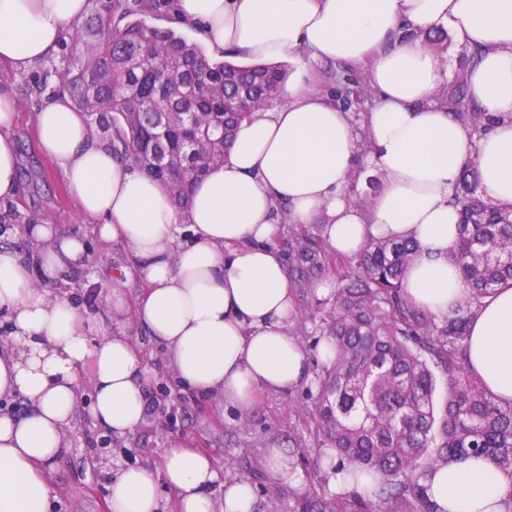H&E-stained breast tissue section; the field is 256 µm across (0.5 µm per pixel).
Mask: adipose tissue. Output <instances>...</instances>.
I'll list each match as a JSON object with an SVG mask.
<instances>
[{"mask_svg":"<svg viewBox=\"0 0 512 512\" xmlns=\"http://www.w3.org/2000/svg\"><path fill=\"white\" fill-rule=\"evenodd\" d=\"M89 11L90 0H0V64L24 72L45 63ZM171 13L200 26L212 55L290 57L296 68L280 106L238 124L223 163L184 212L153 177L116 159L67 95L37 112L41 152L60 166L94 235L137 260L139 289L132 298L113 289L100 312L82 311L54 288L82 266L84 238L35 222L24 228L31 257L0 245V314L10 333L0 396L30 406L0 413V512H50L46 475L82 417L117 437L145 424L152 371L130 327L163 350L183 389L220 409L246 416L262 394L310 382V354L289 333L295 290L270 246L278 204H287L290 223L317 225L341 256L355 257L372 236L414 241L405 293L437 318L468 294L450 202L464 161L475 158L486 198L512 206V0H174ZM432 28L477 52L461 78L480 111L502 118L481 140L436 99L448 68L414 37ZM338 59L371 64L381 100L362 125L309 89L316 64ZM16 118L14 96L0 86V202L19 190ZM360 166L382 176L365 212L348 203V176ZM467 355L473 375L512 400V287L484 300ZM422 483L437 512L512 506V477L483 457L439 466ZM169 494L175 512L258 510L251 481L222 478L209 455L178 444L159 465L122 466L107 479L109 512H165Z\"/></svg>","mask_w":512,"mask_h":512,"instance_id":"obj_1","label":"adipose tissue"}]
</instances>
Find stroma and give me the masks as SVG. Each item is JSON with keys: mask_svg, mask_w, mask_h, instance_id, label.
Returning a JSON list of instances; mask_svg holds the SVG:
<instances>
[{"mask_svg": "<svg viewBox=\"0 0 512 512\" xmlns=\"http://www.w3.org/2000/svg\"><path fill=\"white\" fill-rule=\"evenodd\" d=\"M90 50V43L68 34L48 65L56 69V76L46 77V67L41 66L24 73L0 69V81L12 87L19 102L14 135L20 150L22 185L18 203L0 204V244L29 251L22 223L28 216L87 237L89 254L84 268L57 287L59 293L82 308L89 303L85 290L88 280H95V291L102 298L116 288H134L138 280L137 264L126 250L92 238L91 227L81 215L59 167L38 146L35 113L46 101L60 94L58 73L72 69ZM316 88L333 97L359 124L379 100L377 91L370 88L368 68L363 64L319 63ZM138 341L146 349L155 371L150 394L164 405V413L169 416L167 428L156 429L160 414L154 412L148 424L136 434L112 439L108 447L90 446V439L101 435L96 428L92 429L89 440L71 441L66 454L47 474L52 494L51 512H109L107 470L130 464L159 463L175 441L210 455L219 464L225 458H233L235 475L252 481L256 487L259 512H286L292 492L288 486L273 485L265 470L264 451L289 449L299 442L306 450L304 464H315L320 449L309 422L288 408L289 400H305V389L289 395H264L254 412L243 419L232 411H217L206 399L181 392L164 365L162 351L150 343L146 334H139Z\"/></svg>", "mask_w": 512, "mask_h": 512, "instance_id": "1", "label": "stroma"}]
</instances>
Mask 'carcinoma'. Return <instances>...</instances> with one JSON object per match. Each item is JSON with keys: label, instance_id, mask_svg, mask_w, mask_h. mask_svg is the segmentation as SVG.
<instances>
[{"label": "carcinoma", "instance_id": "obj_1", "mask_svg": "<svg viewBox=\"0 0 512 512\" xmlns=\"http://www.w3.org/2000/svg\"><path fill=\"white\" fill-rule=\"evenodd\" d=\"M121 2L102 6L86 28L91 53L58 81L76 106L112 131L115 154L150 173L183 210L193 185L224 158L238 123L277 99L284 70L276 62L214 60L173 29L127 20L143 0H133V8ZM446 41L442 31L422 34L428 50L440 51ZM459 105L460 97L448 98L451 116L477 139L503 120L458 112ZM185 112L193 114L188 123ZM475 174L472 158L451 198L461 215L455 256L469 294L440 320L405 294L417 256L413 242L372 239L347 260L331 253L322 236L282 217L294 287L304 292L324 278L336 282L291 327L310 349L324 338L333 344L332 361L306 386L307 401L292 407L321 441L318 469L346 463L353 478L373 479L377 498L369 505L302 486L290 512H436L421 479L470 456L485 457L512 477V402L497 399L465 366L471 320L495 289L512 285V207L478 196L468 180ZM433 364L447 385L439 414Z\"/></svg>", "mask_w": 512, "mask_h": 512}]
</instances>
